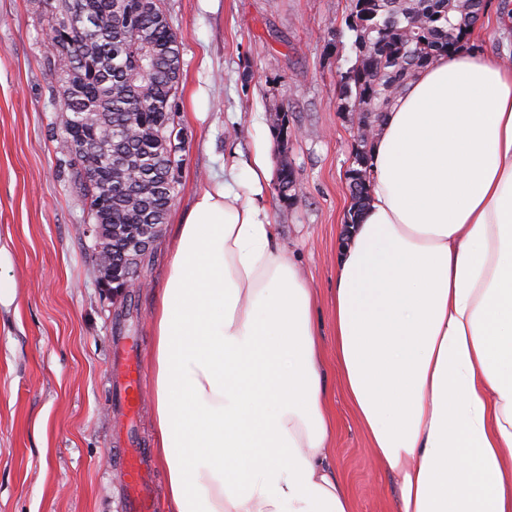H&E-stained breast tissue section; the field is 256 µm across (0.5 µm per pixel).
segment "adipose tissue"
I'll return each mask as SVG.
<instances>
[{"instance_id":"obj_1","label":"adipose tissue","mask_w":512,"mask_h":512,"mask_svg":"<svg viewBox=\"0 0 512 512\" xmlns=\"http://www.w3.org/2000/svg\"><path fill=\"white\" fill-rule=\"evenodd\" d=\"M340 227L336 364L397 512H512V70L442 54L385 112ZM201 188L152 314L167 512H351L329 460L317 298L263 202Z\"/></svg>"}]
</instances>
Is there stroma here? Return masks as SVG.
I'll use <instances>...</instances> for the list:
<instances>
[{"instance_id":"35a3bbf8","label":"stroma","mask_w":512,"mask_h":512,"mask_svg":"<svg viewBox=\"0 0 512 512\" xmlns=\"http://www.w3.org/2000/svg\"><path fill=\"white\" fill-rule=\"evenodd\" d=\"M181 45L178 195L140 276L114 294L91 259L87 211L57 150L62 89L42 0H0V512H127L124 451H153L151 316L167 245L202 185L236 163L245 184L257 136L295 184L265 196L283 244L317 295L324 384L335 422L330 460L353 512H394L336 370L332 292L338 229L362 108L344 98L357 59L350 0H163ZM467 51L512 64V0H486ZM287 113L280 138L276 114ZM142 372L135 414L112 403L123 379L115 337Z\"/></svg>"}]
</instances>
